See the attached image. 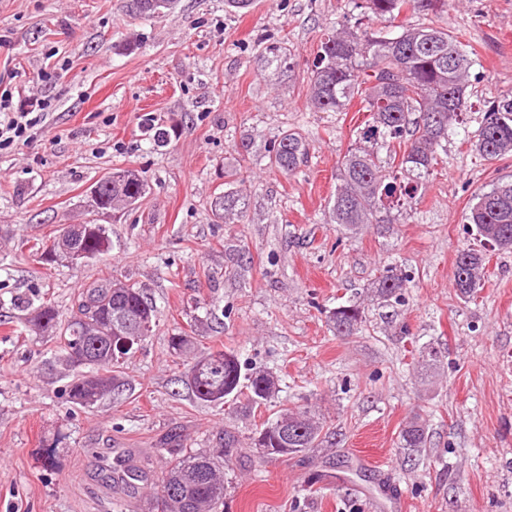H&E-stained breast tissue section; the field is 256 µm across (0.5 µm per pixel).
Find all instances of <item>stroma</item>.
<instances>
[{
	"instance_id": "stroma-1",
	"label": "stroma",
	"mask_w": 512,
	"mask_h": 512,
	"mask_svg": "<svg viewBox=\"0 0 512 512\" xmlns=\"http://www.w3.org/2000/svg\"><path fill=\"white\" fill-rule=\"evenodd\" d=\"M353 13L350 0H253L245 12L176 0L135 18L124 0H0V86L15 107L47 105L31 139L0 150V512H155L170 468L159 443L175 433L194 448L234 436L224 512H512V251L493 252L475 300L453 279L458 251L478 245L473 196L511 176L512 157L477 158L465 139L481 114L469 112L405 223H330L337 162L368 115L315 111L308 76L324 34ZM432 19L476 55L472 103L512 90V0H448L399 21ZM265 38L290 55L275 74ZM148 115L169 130L166 145L153 143ZM286 130L309 146L291 176L265 151ZM117 169L147 185L106 219L110 253L77 265L32 255L92 221L90 189ZM229 183L246 198L235 224L215 208ZM106 270L141 286L158 320L123 391L83 408L68 400L54 341L19 329L44 302L69 313ZM390 270L409 278L403 303L373 297ZM350 300L366 321L336 335L327 316ZM181 331L234 351L243 373L278 375L280 403H311L334 446L261 457L250 439L273 407L198 401L168 343ZM431 346L443 355L433 380L417 370ZM416 414L429 438L410 461L400 432ZM317 474L331 491L309 489Z\"/></svg>"
}]
</instances>
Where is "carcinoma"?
I'll return each instance as SVG.
<instances>
[{
    "mask_svg": "<svg viewBox=\"0 0 512 512\" xmlns=\"http://www.w3.org/2000/svg\"><path fill=\"white\" fill-rule=\"evenodd\" d=\"M447 0H362V9L352 24L325 34L309 76V100L318 112H346L353 102L369 118L354 131V139L338 165L336 194L330 207L331 223L348 231L366 224H399L409 216L420 191L433 177L440 153L448 151V133L468 104L473 52L462 37L431 21L418 27H401L393 33V22L404 9L432 11ZM174 0H126V8L140 17L158 16L172 8ZM269 68H280L288 60V49L276 43L264 47ZM482 120L467 139L472 151L485 161L512 155V91L487 100L480 108ZM266 152L275 169L288 174L307 163L309 148L302 136L285 131L269 142ZM123 180L112 188L101 184L112 209L126 207L145 191L143 177L123 171ZM224 219L243 217L245 201L227 190L219 197ZM469 222L480 240L512 241V180L500 181L474 196ZM71 246L98 258L112 248L104 224H86L82 236ZM488 249L458 251L455 285L464 300L475 297L488 278ZM113 278L104 276L87 284L79 293L66 319L52 306L41 304L25 318L29 330L55 335L65 365L73 371L68 398L91 408L115 391L123 380L126 359L141 349L156 325L158 310L143 290L133 284L111 288ZM408 279L397 274L380 277L374 286L380 299H399ZM340 335L356 333L363 310L355 303L340 305L329 316ZM121 329L134 338L130 348L113 347L112 331ZM178 355L194 350L186 333L169 339ZM225 351L205 357V365L187 378L195 397L206 403H221L228 396H246L248 405L260 408L279 393L271 373L258 370L241 382V365H224ZM288 426V443L282 444L278 429ZM326 420L303 406L282 408L261 424L253 448L265 458H288L318 448L327 438ZM428 434L419 419L410 420L400 433V450L414 455L426 447ZM172 457V467L162 481L157 508L160 512H219L224 505V452L193 450L177 436L161 442Z\"/></svg>",
    "mask_w": 512,
    "mask_h": 512,
    "instance_id": "carcinoma-1",
    "label": "carcinoma"
}]
</instances>
